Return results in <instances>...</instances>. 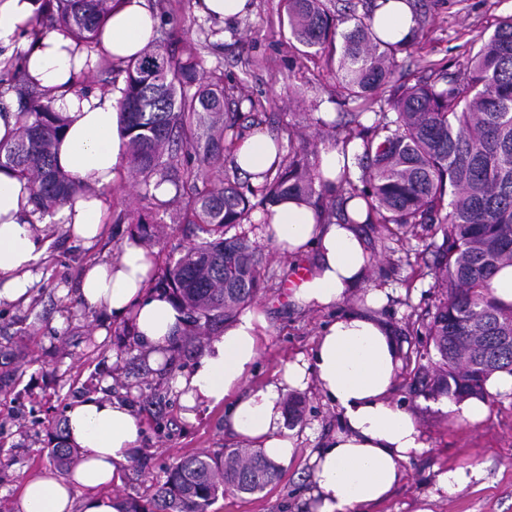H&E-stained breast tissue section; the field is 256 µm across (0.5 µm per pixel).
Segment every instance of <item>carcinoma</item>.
Here are the masks:
<instances>
[{"label":"carcinoma","instance_id":"obj_1","mask_svg":"<svg viewBox=\"0 0 512 512\" xmlns=\"http://www.w3.org/2000/svg\"><path fill=\"white\" fill-rule=\"evenodd\" d=\"M115 0H40L33 29L59 27L91 45ZM351 11L332 15L324 0H285L293 38L338 60L336 105L347 107L333 125L343 136L331 146L346 150L361 141L360 170L340 177L329 191L311 170L308 146H299L263 174L258 185L239 182L234 150L243 136L242 105L257 114L264 105L235 93L214 70L204 75L193 51L177 56L165 44L148 46L118 68L124 74L117 110L128 136V158L146 188L165 186L181 200L178 222L193 226L196 241L178 258L158 266L153 287L183 311L191 349L195 337L212 336L264 289L262 249L244 233L256 198L271 206L284 198L307 199L324 220L353 224L348 202L361 198L366 224L401 239L436 224L441 242L430 243L438 300L422 323L427 360L416 370L413 391L428 399L485 398L496 372L512 375V305L500 304L488 283L512 265V15L472 53L462 73L430 65L415 83L395 78L397 54L411 56L420 27L392 44L372 18ZM18 128L0 141V171L27 180L40 215L72 201L80 182L57 168L54 146L65 118L32 86L17 93ZM395 118H390L389 113ZM374 115L372 124L362 117ZM130 239L156 237L157 215L129 218ZM56 469L64 473L78 449L62 428L51 441ZM165 479L149 500L127 502L125 512H209L226 493L256 494L280 477L260 449L237 447L185 455L165 466Z\"/></svg>","mask_w":512,"mask_h":512}]
</instances>
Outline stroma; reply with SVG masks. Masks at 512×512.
<instances>
[{"label":"stroma","mask_w":512,"mask_h":512,"mask_svg":"<svg viewBox=\"0 0 512 512\" xmlns=\"http://www.w3.org/2000/svg\"><path fill=\"white\" fill-rule=\"evenodd\" d=\"M169 14L166 30L174 32L180 46L197 52L206 71L220 70L226 81L239 86L243 95L264 102L266 113L261 132L275 134L278 124L293 127L301 138L324 148L335 130L331 123L337 106L336 69L324 56L305 58L302 47L283 24V0H253L247 16L220 23L201 14L197 0H162ZM423 29L422 48L414 58H399L409 76L422 73L425 61L464 71L473 40L488 37L499 17L512 14V0H411ZM112 205L103 215L107 229L95 253L68 243L63 230L53 227L41 288L36 291L33 312L22 307H0V342L25 329L32 341L17 361L0 362V368L19 366L18 391L0 393V512H13L24 478L48 467L45 451L57 408L71 402L78 383L97 369L112 368V394L127 399L144 427V436L134 462L114 493L123 499L151 497L162 469L175 457L204 450L236 447L238 441L224 427L226 408H201L195 422H186L174 391H167L161 405H154L150 383L158 372L141 358L135 337L119 336V320L97 311L79 316L68 312L61 299L75 294L82 266L91 257L114 253L126 238L125 225L117 216L134 211L147 213L154 206L141 179L121 168L111 186L102 190ZM374 259L368 288L387 290L384 312L399 329L409 358L396 382L392 399L412 411L426 432L431 448L404 465L405 481L385 503L372 512H417L429 500L432 512H512V394L489 400L487 419L471 425L441 411L436 400L413 394L408 383L414 373V356L424 335L417 326L437 297L429 245L433 228L420 229L408 242L396 241L377 225L360 227ZM265 288L254 305L268 322L260 340L261 355L247 381L260 387L275 379L285 363L299 353H310L322 326L332 312L296 309L289 288L295 259L263 245ZM64 317L62 336L51 334L49 325ZM306 429L297 455L284 465L280 478L255 495H225L210 512H312L307 498L312 473L307 451L319 447L335 431V408L323 402L316 389L301 394ZM484 470L481 485H471L448 496L433 498L436 477L457 467Z\"/></svg>","instance_id":"1"}]
</instances>
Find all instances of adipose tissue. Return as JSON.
<instances>
[{"instance_id":"adipose-tissue-1","label":"adipose tissue","mask_w":512,"mask_h":512,"mask_svg":"<svg viewBox=\"0 0 512 512\" xmlns=\"http://www.w3.org/2000/svg\"><path fill=\"white\" fill-rule=\"evenodd\" d=\"M38 7L37 0H0V69L10 65L14 48H21L30 77L67 120L56 162L83 190L41 217L33 211L28 182L0 172V306L31 301L43 276L48 227H62L86 249L101 237L108 206L101 190L112 184L127 153L116 108L122 93L117 87L81 92L75 78L136 58L154 42L159 25L147 0H120L100 44L90 49L59 30L33 33L30 21ZM413 25L408 0H387L374 16L375 29L393 42ZM278 153L272 137L257 133L239 143L235 157L240 170L253 175L268 170ZM255 221L263 242L282 255L308 260L291 290L292 302L334 316L310 355H297L277 381L247 392L243 386L260 357L267 322L254 310L239 313L203 345L193 368L176 376L185 416L191 420L197 407L229 403L226 425L232 434L285 465L301 440L285 425V397L315 386L339 418L335 433L310 454L315 512H366L404 481V462L430 447L414 415L391 399L404 349L394 326L379 313L384 292L369 291L364 304L340 309L363 288L373 264L370 251L356 225L320 222L314 206L304 202L276 204L270 213H257ZM156 273L154 252L127 240L112 258L84 265L79 296L88 309L132 320L136 340L158 366L185 322L151 290ZM66 433L81 452L78 464L64 474L49 469L27 478L14 512H124L126 504L112 488L121 484L141 443L142 426L132 405L102 392L76 399L66 410Z\"/></svg>"}]
</instances>
